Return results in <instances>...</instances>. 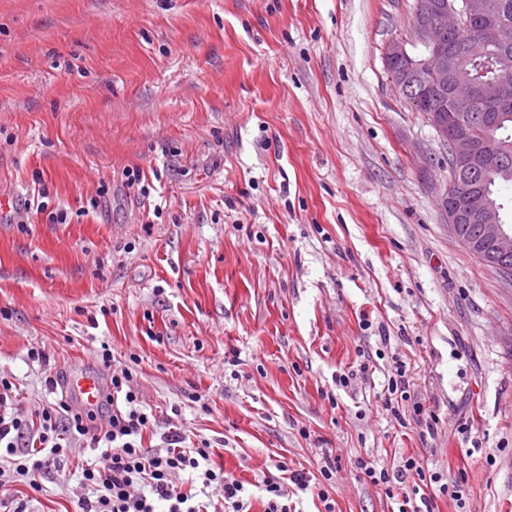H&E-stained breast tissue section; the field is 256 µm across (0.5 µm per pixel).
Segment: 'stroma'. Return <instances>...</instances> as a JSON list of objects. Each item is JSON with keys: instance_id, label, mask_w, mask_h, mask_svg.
<instances>
[{"instance_id": "obj_1", "label": "stroma", "mask_w": 512, "mask_h": 512, "mask_svg": "<svg viewBox=\"0 0 512 512\" xmlns=\"http://www.w3.org/2000/svg\"><path fill=\"white\" fill-rule=\"evenodd\" d=\"M416 5L0 0V195L68 213L0 218V376L22 416L105 344L113 369L139 359L144 447L208 439L250 512L278 462L313 473L328 450L336 512H389L355 464L409 455L466 479L471 512H512V281L450 232L445 151L386 74ZM91 456L74 443L12 492L74 512Z\"/></svg>"}]
</instances>
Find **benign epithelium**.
<instances>
[{
    "label": "benign epithelium",
    "mask_w": 512,
    "mask_h": 512,
    "mask_svg": "<svg viewBox=\"0 0 512 512\" xmlns=\"http://www.w3.org/2000/svg\"><path fill=\"white\" fill-rule=\"evenodd\" d=\"M490 17L488 0H429L426 10L416 13L410 35L391 39L384 49V62L403 63L392 82L411 104L428 89L441 103L455 109L473 100L470 83L460 72V60L493 64L488 39L470 22ZM481 102L495 109L512 104V77L503 75L475 86ZM429 121L437 138L448 150L450 169L481 171L495 169L508 153L486 139L473 136L453 113L432 112ZM439 206L449 229L471 255L512 280V227L502 223L499 209L479 192L458 195L446 187L439 195ZM477 225L476 233L465 232V225Z\"/></svg>",
    "instance_id": "7a95c632"
}]
</instances>
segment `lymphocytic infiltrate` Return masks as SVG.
I'll list each match as a JSON object with an SVG mask.
<instances>
[{
	"label": "lymphocytic infiltrate",
	"mask_w": 512,
	"mask_h": 512,
	"mask_svg": "<svg viewBox=\"0 0 512 512\" xmlns=\"http://www.w3.org/2000/svg\"><path fill=\"white\" fill-rule=\"evenodd\" d=\"M137 378L132 365L112 373L108 391L94 410L57 399L43 407L40 425L34 429L17 413L12 382L0 377V512H28L26 501L15 498L9 488L10 475L21 476L32 490H39L38 476L66 456L67 441L84 436L98 457L81 470L82 481L93 495L78 499L75 512H208L206 505L196 502L194 493L175 483V476L186 472L197 475L203 486H216L221 512H250V494L242 482L225 477L223 469L213 466L207 440L193 443L171 432L164 435L163 448H144L143 432L150 428L154 415L140 400ZM100 413L108 419L99 427L95 419ZM336 464L335 458L325 456L315 479L306 472L289 470L284 461L277 468L298 490H316L325 512H335L329 490ZM356 472L360 481L378 488L395 504L396 512H422L439 496L453 501L457 512H467L463 482L445 484L442 474L416 457L403 458L393 471L362 458Z\"/></svg>",
	"instance_id": "f902f5d3"
}]
</instances>
